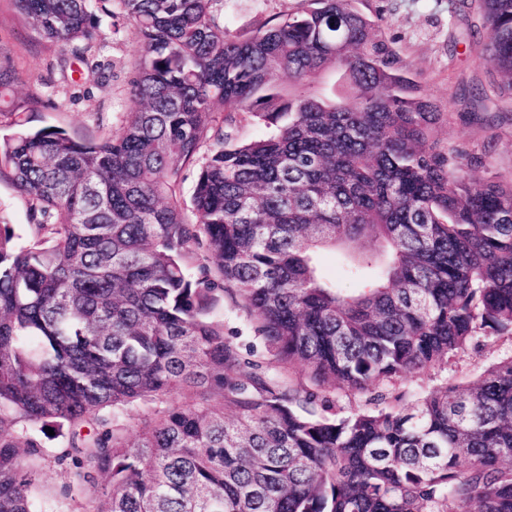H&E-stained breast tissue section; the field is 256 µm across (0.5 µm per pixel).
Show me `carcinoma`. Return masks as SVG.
<instances>
[{
  "label": "carcinoma",
  "mask_w": 512,
  "mask_h": 512,
  "mask_svg": "<svg viewBox=\"0 0 512 512\" xmlns=\"http://www.w3.org/2000/svg\"><path fill=\"white\" fill-rule=\"evenodd\" d=\"M119 2L142 45L122 132L30 130L13 102L0 138L44 218L24 243L0 224V512H512V354L410 403L383 386L512 338V181L437 147L445 111L360 0L248 39L216 0ZM472 2L464 39L512 92V0ZM111 4L15 0L90 69ZM330 68L338 91L304 88ZM241 112L273 132L235 143ZM351 243L342 288L317 257ZM226 293L256 342L224 333Z\"/></svg>",
  "instance_id": "1"
}]
</instances>
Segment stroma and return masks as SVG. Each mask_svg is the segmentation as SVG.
Wrapping results in <instances>:
<instances>
[{
    "instance_id": "stroma-1",
    "label": "stroma",
    "mask_w": 512,
    "mask_h": 512,
    "mask_svg": "<svg viewBox=\"0 0 512 512\" xmlns=\"http://www.w3.org/2000/svg\"><path fill=\"white\" fill-rule=\"evenodd\" d=\"M299 0H217L214 9L226 30L248 38L265 30L274 18L296 9ZM362 10L378 19L385 35L411 63L422 89L450 117L441 121L435 139L444 149L484 153L483 164L471 170L478 181L496 176L512 179V97L497 96L496 76L480 53L460 44L469 26L478 24L477 12L452 14L448 0H362ZM98 63L88 74L71 50L44 40L17 12L14 0H0V71L11 73V95L28 103L31 126H55L74 138L119 134L136 107L129 92L141 43L135 24L122 11L103 19L92 43ZM479 86L496 106L475 112L458 98L460 88ZM16 235L29 239L36 218L30 198L11 184L0 182V220ZM512 353V339L492 337L479 349L460 354L442 371L407 376L396 381V391L414 396L440 386L444 380L474 379L499 357Z\"/></svg>"
}]
</instances>
